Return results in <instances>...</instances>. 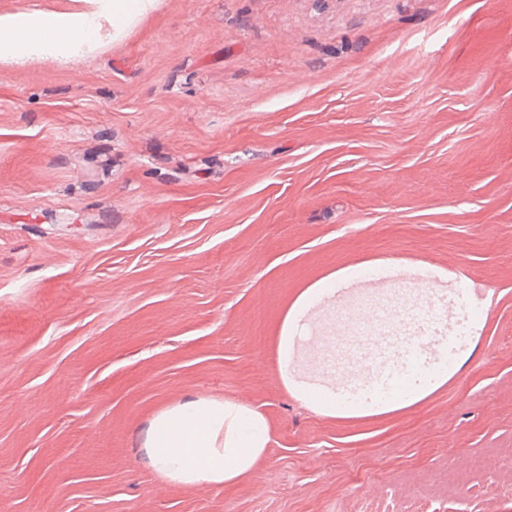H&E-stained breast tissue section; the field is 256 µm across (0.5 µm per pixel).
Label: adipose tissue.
<instances>
[{
    "label": "adipose tissue",
    "mask_w": 512,
    "mask_h": 512,
    "mask_svg": "<svg viewBox=\"0 0 512 512\" xmlns=\"http://www.w3.org/2000/svg\"><path fill=\"white\" fill-rule=\"evenodd\" d=\"M156 0H98L96 10L79 13H16L0 15V60L85 58L104 41L122 40L128 30L150 15ZM330 283L306 288L285 315L278 337L277 365L287 378L297 321ZM447 370L434 369L425 385L413 387L409 398L384 404H350L335 391L316 383L293 385V395L327 417H361L390 413L410 406L440 386ZM271 443L267 418L250 404L197 395L156 412L150 420L143 450L154 472L166 483L187 489L235 486L247 481L266 460Z\"/></svg>",
    "instance_id": "adipose-tissue-1"
}]
</instances>
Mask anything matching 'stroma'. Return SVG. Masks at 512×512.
I'll list each match as a JSON object with an SVG mask.
<instances>
[{
  "label": "stroma",
  "instance_id": "obj_1",
  "mask_svg": "<svg viewBox=\"0 0 512 512\" xmlns=\"http://www.w3.org/2000/svg\"><path fill=\"white\" fill-rule=\"evenodd\" d=\"M423 263L448 380L396 412L291 396L278 327ZM197 394L272 427L234 487L147 464ZM512 0H159L76 62L0 63V512H512Z\"/></svg>",
  "mask_w": 512,
  "mask_h": 512
}]
</instances>
